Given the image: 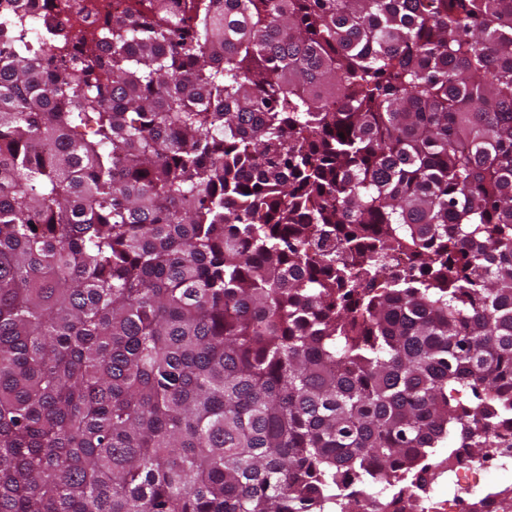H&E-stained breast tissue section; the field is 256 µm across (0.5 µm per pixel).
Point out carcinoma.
<instances>
[{
    "instance_id": "obj_1",
    "label": "carcinoma",
    "mask_w": 512,
    "mask_h": 512,
    "mask_svg": "<svg viewBox=\"0 0 512 512\" xmlns=\"http://www.w3.org/2000/svg\"><path fill=\"white\" fill-rule=\"evenodd\" d=\"M129 11L0 26V512H325L498 447L512 0Z\"/></svg>"
}]
</instances>
